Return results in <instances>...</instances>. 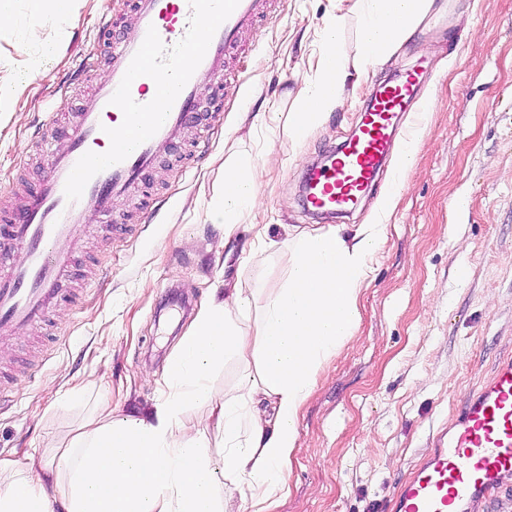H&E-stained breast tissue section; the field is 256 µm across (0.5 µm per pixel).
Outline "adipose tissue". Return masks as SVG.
<instances>
[{
  "instance_id": "adipose-tissue-1",
  "label": "adipose tissue",
  "mask_w": 512,
  "mask_h": 512,
  "mask_svg": "<svg viewBox=\"0 0 512 512\" xmlns=\"http://www.w3.org/2000/svg\"><path fill=\"white\" fill-rule=\"evenodd\" d=\"M431 5L355 0L360 51L353 65L342 49L344 16L325 22L319 66L288 115L291 139L303 142L343 105L350 71L363 75L384 63ZM426 142L423 123L400 142L393 188L376 203L380 214L395 208ZM276 161L271 153L259 161L248 155L225 161L224 190L210 205L211 222L232 234L261 206L262 173ZM252 231L255 249L241 257V267L250 269L257 253L286 250L292 262L283 284L262 296L236 287L204 305L167 363L160 399L145 414L116 416L97 406L67 438L57 463H0V512H275L299 449L300 412L323 367L354 335L359 297L386 227L362 224L347 236L332 225L279 243L262 226ZM230 362L240 368L236 385L214 399L211 374ZM192 403L208 406L211 429L181 420ZM213 432L223 446L217 461L209 451Z\"/></svg>"
}]
</instances>
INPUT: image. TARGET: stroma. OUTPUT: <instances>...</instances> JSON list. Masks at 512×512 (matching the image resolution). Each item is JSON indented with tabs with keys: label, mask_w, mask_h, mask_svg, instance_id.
<instances>
[{
	"label": "stroma",
	"mask_w": 512,
	"mask_h": 512,
	"mask_svg": "<svg viewBox=\"0 0 512 512\" xmlns=\"http://www.w3.org/2000/svg\"><path fill=\"white\" fill-rule=\"evenodd\" d=\"M353 0H278L258 33L243 34L235 61L242 82L223 99L204 96L200 123L209 150L188 172L162 159L149 174L153 220L128 233L92 222L76 253L78 272L96 274L43 335L0 342V367L14 370L0 400V460L54 458L47 443L75 429L96 402L114 414L150 409L161 395L167 359L213 294L234 285L278 287L287 252L259 254L240 266L253 234L225 237L208 209L234 153L280 161L265 172L263 205L250 224L271 240L327 227L303 206L308 164L345 140L372 92L416 69L420 89L410 118L425 115L429 140L395 211L375 198L341 218L346 235L386 224L360 301L350 342L326 365L300 414V448L276 512H391L402 482L451 427L469 392L512 358V0H433L397 55L350 76L344 105L305 142L288 135V114L317 64L318 29ZM14 22L0 28V85L13 110L0 121V189L29 166L32 140L48 120L62 121L64 95L79 55L101 40L103 15L125 17V0H78L69 35L39 73L23 76L30 55L51 40L37 0H14ZM348 60L359 52L355 19L343 34ZM223 249H216V242ZM82 388L83 402L69 399Z\"/></svg>",
	"instance_id": "1"
}]
</instances>
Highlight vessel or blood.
<instances>
[{
  "mask_svg": "<svg viewBox=\"0 0 512 512\" xmlns=\"http://www.w3.org/2000/svg\"><path fill=\"white\" fill-rule=\"evenodd\" d=\"M268 0H128L130 22L99 21L107 58L93 93L63 127L65 149L43 139L48 163L36 187L0 213V337L53 317L73 275L71 258L90 217L112 218L115 198L137 192L158 159L194 125L206 94L219 88L224 62ZM408 73L373 93L353 135L307 181L309 207L352 208L373 188L400 114L415 94ZM512 472V360L459 409L457 423L393 499L394 512H473Z\"/></svg>",
  "mask_w": 512,
  "mask_h": 512,
  "instance_id": "1",
  "label": "vessel or blood"
}]
</instances>
